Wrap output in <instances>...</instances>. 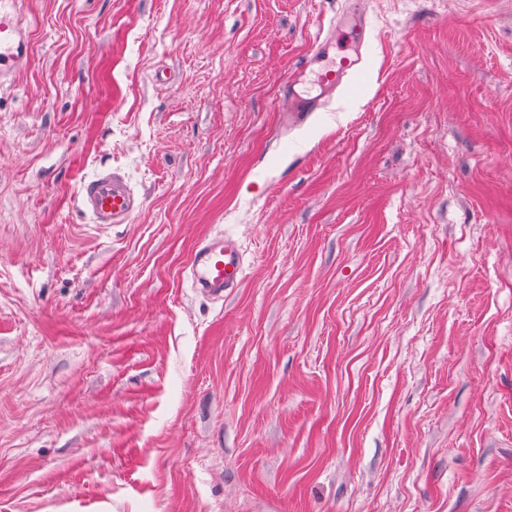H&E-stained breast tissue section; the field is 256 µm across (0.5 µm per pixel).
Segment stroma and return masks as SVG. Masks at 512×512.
Wrapping results in <instances>:
<instances>
[{"label": "stroma", "mask_w": 512, "mask_h": 512, "mask_svg": "<svg viewBox=\"0 0 512 512\" xmlns=\"http://www.w3.org/2000/svg\"><path fill=\"white\" fill-rule=\"evenodd\" d=\"M0 89V512H512V0H25ZM363 12L371 71L284 89ZM123 175L127 224L77 207ZM230 237L245 279L194 290ZM286 96L288 97L287 112H290L295 119H299L309 112H320L324 108L325 101L296 93L292 84H289Z\"/></svg>", "instance_id": "obj_1"}]
</instances>
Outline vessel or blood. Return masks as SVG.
<instances>
[{"instance_id": "vessel-or-blood-1", "label": "vessel or blood", "mask_w": 512, "mask_h": 512, "mask_svg": "<svg viewBox=\"0 0 512 512\" xmlns=\"http://www.w3.org/2000/svg\"><path fill=\"white\" fill-rule=\"evenodd\" d=\"M348 47H339L334 34H327L314 44L310 60L317 82L333 95L353 88L364 73L368 61L362 52L366 27L358 23L347 32ZM30 40L23 0H0V87L12 84L30 56ZM288 110L294 118L321 111L322 99L288 91ZM79 210L96 224H124L136 213L133 189L115 172L96 175L82 182L78 193ZM195 287L212 294L236 288L244 278L238 249L220 238L201 246L191 264Z\"/></svg>"}]
</instances>
